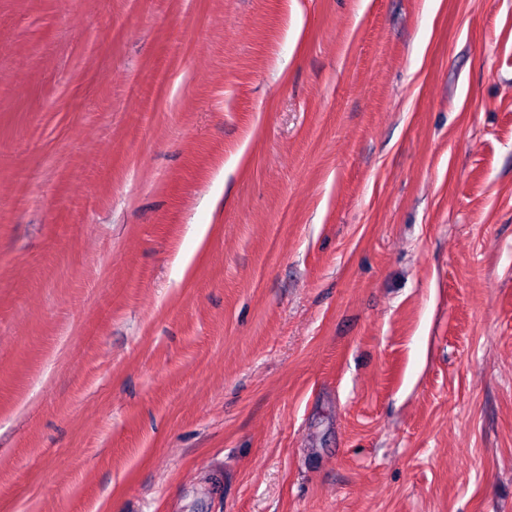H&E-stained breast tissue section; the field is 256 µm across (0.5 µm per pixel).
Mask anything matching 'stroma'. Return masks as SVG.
Segmentation results:
<instances>
[{"label": "stroma", "mask_w": 512, "mask_h": 512, "mask_svg": "<svg viewBox=\"0 0 512 512\" xmlns=\"http://www.w3.org/2000/svg\"><path fill=\"white\" fill-rule=\"evenodd\" d=\"M0 512H512V0H0Z\"/></svg>", "instance_id": "1"}]
</instances>
